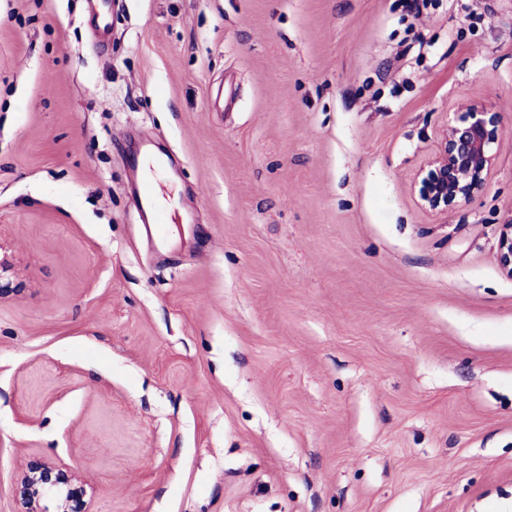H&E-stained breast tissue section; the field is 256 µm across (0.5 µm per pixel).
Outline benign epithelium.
Wrapping results in <instances>:
<instances>
[{
    "instance_id": "1",
    "label": "benign epithelium",
    "mask_w": 512,
    "mask_h": 512,
    "mask_svg": "<svg viewBox=\"0 0 512 512\" xmlns=\"http://www.w3.org/2000/svg\"><path fill=\"white\" fill-rule=\"evenodd\" d=\"M456 118L441 132L437 149L417 169L413 187L421 209L444 213L473 202L485 191L500 149L501 115L476 99L454 105ZM498 255L512 275V220L501 225ZM22 291L14 263L0 253V298ZM78 476L43 460L28 463L13 487L17 512H87L74 488ZM54 503L49 511L44 502Z\"/></svg>"
}]
</instances>
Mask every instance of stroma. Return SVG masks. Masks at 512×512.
Here are the masks:
<instances>
[{"label": "stroma", "instance_id": "stroma-1", "mask_svg": "<svg viewBox=\"0 0 512 512\" xmlns=\"http://www.w3.org/2000/svg\"><path fill=\"white\" fill-rule=\"evenodd\" d=\"M90 2L0 0V512L35 459L90 512H512V0ZM462 98L495 172L429 213ZM456 118L437 149L417 169L413 187L421 209L444 213L470 204L485 191L500 149L501 115L476 99L454 105ZM147 155L148 154L140 155L136 161L137 170L139 171L141 169L142 171L138 192L141 203H143L148 209L149 215L151 217V222L158 233L159 240L163 242L164 234L162 232L161 227L163 224H166L167 216L162 205L157 200V189L152 177V172L154 170V162L151 165H149V169L151 172L150 176L145 175L143 172L144 161L148 158L146 157ZM498 255L503 268L512 276V220L508 224H501ZM21 287L22 284L14 271L13 261L8 254H2V247L0 246V298L19 293L24 289Z\"/></svg>", "mask_w": 512, "mask_h": 512}]
</instances>
